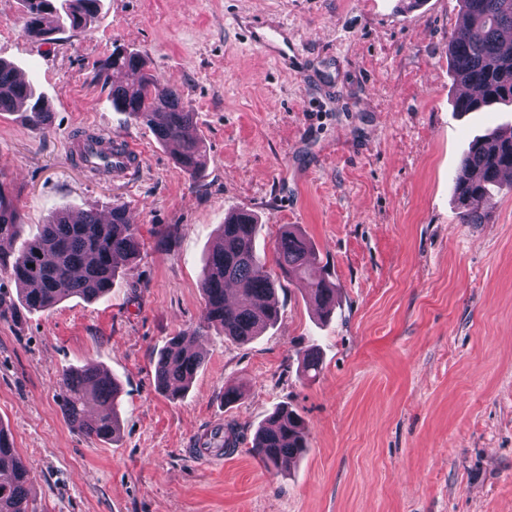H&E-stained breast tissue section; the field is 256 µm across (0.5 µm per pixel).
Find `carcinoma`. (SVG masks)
I'll list each match as a JSON object with an SVG mask.
<instances>
[{
	"mask_svg": "<svg viewBox=\"0 0 512 512\" xmlns=\"http://www.w3.org/2000/svg\"><path fill=\"white\" fill-rule=\"evenodd\" d=\"M462 24L448 48L455 79L478 89L456 101L459 112H480L499 104L512 105V0H460ZM26 33L44 43L64 30H85L95 21L101 0H22ZM113 70L141 72L137 83L112 87V108L152 127L157 140L175 143L177 165L194 177L204 163L206 147L198 133L195 113L183 103L181 88L162 83L145 69L142 57L115 48L101 65L97 78L108 80ZM24 109L22 116L34 131L50 119L44 96L32 83L18 80L14 65L0 61V113ZM512 172V128L474 138L464 153L454 183V197L464 224L482 223L481 208L512 184L502 176ZM258 225L253 214L237 211L224 219L219 237L199 280L204 308L191 336L172 337L160 354L155 376L158 389L171 399L181 397L192 384L203 358L186 342L207 335L212 328L239 342H249L274 325L280 314L275 302L279 279L256 250ZM23 233L21 216L11 191L0 181V275L22 286L20 303L27 310H47L72 297L97 299L112 288L116 260H135L140 234L125 207H112L111 218L94 210L50 215L39 235L24 242L18 252L5 249ZM274 263L282 277L310 276L316 254L309 240L293 228L283 230L274 246ZM310 294L322 314L336 302V285L319 277ZM61 412L68 424L84 436L112 441L120 434V385L99 368L64 372L58 382ZM233 439L218 428L203 447L222 451ZM306 448L302 417L280 406L258 428L252 451L267 468H283ZM0 512H33L29 506V474L14 446L0 443Z\"/></svg>",
	"mask_w": 512,
	"mask_h": 512,
	"instance_id": "obj_1",
	"label": "carcinoma"
}]
</instances>
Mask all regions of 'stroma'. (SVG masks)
<instances>
[{"mask_svg": "<svg viewBox=\"0 0 512 512\" xmlns=\"http://www.w3.org/2000/svg\"><path fill=\"white\" fill-rule=\"evenodd\" d=\"M460 17L459 0H102L89 30L44 44L27 35L21 0H0V59L50 111L39 132L0 114V172L23 223L118 204L143 239L96 300L29 311L0 282V427L34 512H512V192L479 224L460 222L453 195L469 141L512 126V106L455 111ZM256 19L287 28L298 65L251 45ZM117 46L181 86L206 144L198 178L95 80ZM83 131L131 139L142 168L128 180L90 172L71 152ZM239 210L255 215L265 255L282 225L302 231L336 308L321 318L307 283L283 282L277 324L247 344L210 330L191 387L170 399L155 363L199 323L198 279ZM87 366L121 386L117 442L61 413V373ZM228 387L240 392L230 407ZM282 404L305 419L308 446L269 470L252 443ZM226 425L237 446L199 460Z\"/></svg>", "mask_w": 512, "mask_h": 512, "instance_id": "35a3bbf8", "label": "stroma"}]
</instances>
